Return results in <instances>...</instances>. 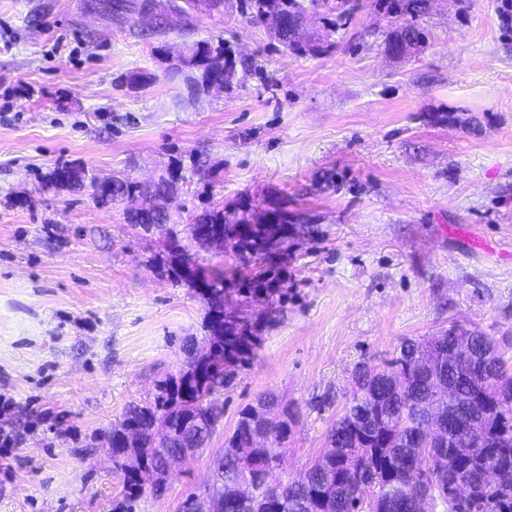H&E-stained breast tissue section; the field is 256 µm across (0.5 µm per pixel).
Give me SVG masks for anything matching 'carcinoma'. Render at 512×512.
Returning <instances> with one entry per match:
<instances>
[{
	"mask_svg": "<svg viewBox=\"0 0 512 512\" xmlns=\"http://www.w3.org/2000/svg\"><path fill=\"white\" fill-rule=\"evenodd\" d=\"M107 7L125 20L132 15L142 20L155 11L151 30L165 28L155 0H111ZM240 9L250 23L263 26L286 47L295 45V30L307 18L303 0H240ZM241 72H249L244 60L222 42H195L184 49L177 66H169L171 75L185 76L199 95L214 82L231 85ZM85 177L84 168L61 165L45 175V185L71 190L83 185ZM175 189L176 182L167 178L145 187L114 178L109 187L94 189L93 199L105 206L140 197L141 204L129 210L127 219L149 232L168 224L169 216L156 210L155 200ZM276 216L275 222L265 214L253 221L245 211L228 217L224 209L212 208L190 225L192 235L205 224L221 225L224 240L219 248L229 245L267 264L247 280L196 265L207 286L199 293L207 310L206 335L214 337L215 354L227 366L249 360L256 337L224 312L226 290H236L246 301L257 294L260 283L286 285L268 255V249L285 239L288 215ZM477 336L473 333L463 350L449 329L409 339L386 368H359L346 404L327 432L326 448L295 477H282L275 454L288 443L295 411L273 393L245 406L217 462L224 471V512H356L367 500L375 503L376 512H422L421 492L408 472L413 463L427 458L440 468L430 485V512H454L448 494L459 483L470 490V512H484L490 502L495 508L489 512H512V358L501 353L485 362ZM197 370L192 355L178 376L160 387L155 401L131 405L125 413L124 423L141 441L134 450L146 456L161 487L169 459H185L205 447L223 416L211 396L224 386L226 374L200 375ZM196 417L201 427L184 438L182 425ZM134 450L125 446L121 431L112 432L113 464L125 474L130 498L143 493L125 467V457ZM488 469L497 473L494 487L485 483Z\"/></svg>",
	"mask_w": 512,
	"mask_h": 512,
	"instance_id": "cac0c4a2",
	"label": "carcinoma"
}]
</instances>
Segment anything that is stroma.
<instances>
[{
    "instance_id": "1",
    "label": "stroma",
    "mask_w": 512,
    "mask_h": 512,
    "mask_svg": "<svg viewBox=\"0 0 512 512\" xmlns=\"http://www.w3.org/2000/svg\"><path fill=\"white\" fill-rule=\"evenodd\" d=\"M106 0H0V512H117L110 439L203 344L205 305L174 282L166 230L102 207L90 186L46 187L54 166L146 184L179 178L168 228L207 207L288 214L287 295L224 309L259 344L215 399L216 432L134 512L206 500L224 438L264 392L292 406L283 472L308 467L360 366L457 323L512 337V8L343 0L285 48L239 0L144 35ZM423 43L395 56L406 26ZM229 42L254 70L195 96L163 50ZM154 75L147 89L122 76Z\"/></svg>"
}]
</instances>
